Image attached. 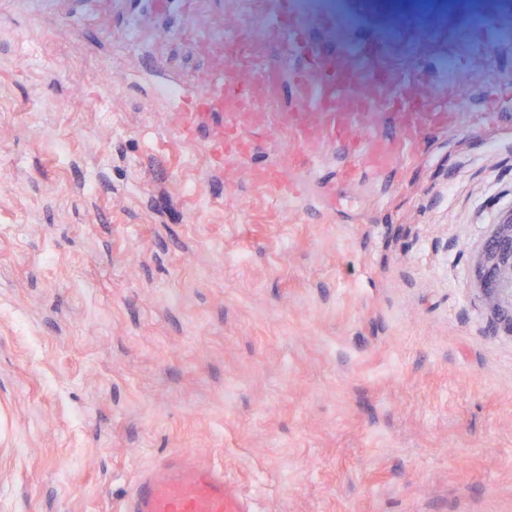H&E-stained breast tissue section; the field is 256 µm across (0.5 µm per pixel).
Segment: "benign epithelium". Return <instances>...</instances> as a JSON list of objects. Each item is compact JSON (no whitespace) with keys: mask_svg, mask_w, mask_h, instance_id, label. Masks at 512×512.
<instances>
[{"mask_svg":"<svg viewBox=\"0 0 512 512\" xmlns=\"http://www.w3.org/2000/svg\"><path fill=\"white\" fill-rule=\"evenodd\" d=\"M478 288L497 324L512 335V211L494 225L475 259Z\"/></svg>","mask_w":512,"mask_h":512,"instance_id":"7a95c632","label":"benign epithelium"}]
</instances>
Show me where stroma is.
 <instances>
[{
	"label": "stroma",
	"instance_id": "1",
	"mask_svg": "<svg viewBox=\"0 0 512 512\" xmlns=\"http://www.w3.org/2000/svg\"><path fill=\"white\" fill-rule=\"evenodd\" d=\"M340 2L332 39L389 42L464 112L512 96V0L425 28ZM270 8L0 0V512H120L175 450L241 512H512V335L475 274L512 211V111L348 183L336 149L292 166ZM216 26L270 63L253 154L221 163L223 113L182 110ZM273 165L300 199L253 179Z\"/></svg>",
	"mask_w": 512,
	"mask_h": 512
}]
</instances>
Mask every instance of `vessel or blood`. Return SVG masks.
Returning a JSON list of instances; mask_svg holds the SVG:
<instances>
[{"instance_id": "obj_1", "label": "vessel or blood", "mask_w": 512, "mask_h": 512, "mask_svg": "<svg viewBox=\"0 0 512 512\" xmlns=\"http://www.w3.org/2000/svg\"><path fill=\"white\" fill-rule=\"evenodd\" d=\"M275 37L283 40L289 56L301 58L296 87L298 107L284 117L288 133L298 142L339 146L353 157L339 177L350 180L359 168L378 170L390 161H410L420 137L428 131H450L462 120L481 123L477 112L463 117L455 89L429 85L424 75L396 66L387 48L360 41L329 42L312 37L310 19L295 10L290 0H277L268 20ZM234 43L213 52L211 73L204 90L190 95L194 119L212 112L224 115L217 137L220 148L235 155L249 154L253 135L239 124L241 113L256 107L259 92L242 87L234 65ZM379 112L392 135L373 130L361 138L359 127ZM257 179L273 194L300 198V183L285 179L274 167L256 169ZM121 512H234L224 489L223 467L207 464L189 451L163 456L137 474L124 498Z\"/></svg>"}]
</instances>
